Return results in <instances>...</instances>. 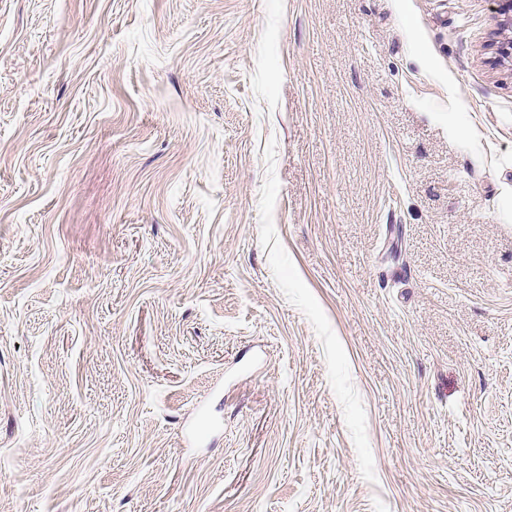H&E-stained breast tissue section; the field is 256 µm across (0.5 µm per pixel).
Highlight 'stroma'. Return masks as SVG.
I'll return each instance as SVG.
<instances>
[{
  "label": "stroma",
  "instance_id": "obj_1",
  "mask_svg": "<svg viewBox=\"0 0 512 512\" xmlns=\"http://www.w3.org/2000/svg\"><path fill=\"white\" fill-rule=\"evenodd\" d=\"M494 0H0V512H512Z\"/></svg>",
  "mask_w": 512,
  "mask_h": 512
}]
</instances>
